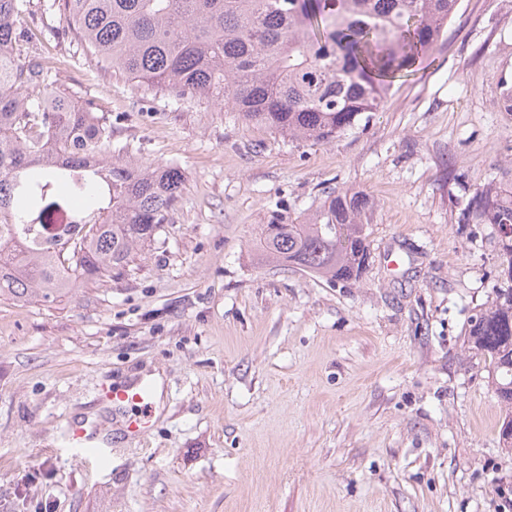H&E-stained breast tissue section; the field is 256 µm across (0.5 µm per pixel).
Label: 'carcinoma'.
<instances>
[{
  "label": "carcinoma",
  "instance_id": "cac0c4a2",
  "mask_svg": "<svg viewBox=\"0 0 512 512\" xmlns=\"http://www.w3.org/2000/svg\"><path fill=\"white\" fill-rule=\"evenodd\" d=\"M460 0H53L106 73L179 101L198 97L290 139L329 143L382 109L391 84L431 52ZM30 0H0V299L61 303L112 278L151 243L181 196L177 166L112 158V122L78 106L39 58L14 48ZM39 96L31 97L29 90ZM78 196L79 229L63 255L39 248L40 226ZM369 201L330 192L307 216L273 211L259 260L329 283L361 278ZM463 221L499 227L512 281V191L472 192ZM506 413L512 447V285L475 309L465 333Z\"/></svg>",
  "mask_w": 512,
  "mask_h": 512
}]
</instances>
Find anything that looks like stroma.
<instances>
[{
  "instance_id": "stroma-1",
  "label": "stroma",
  "mask_w": 512,
  "mask_h": 512,
  "mask_svg": "<svg viewBox=\"0 0 512 512\" xmlns=\"http://www.w3.org/2000/svg\"><path fill=\"white\" fill-rule=\"evenodd\" d=\"M48 0L21 56L174 164L170 221L122 274L53 307L0 301V512H512L503 409L464 332L512 278L475 188L512 190V0H460L381 111L329 144L101 72ZM374 202L356 283L258 264L255 227L330 191ZM156 373L142 436L102 385ZM85 425L95 450L69 446Z\"/></svg>"
}]
</instances>
